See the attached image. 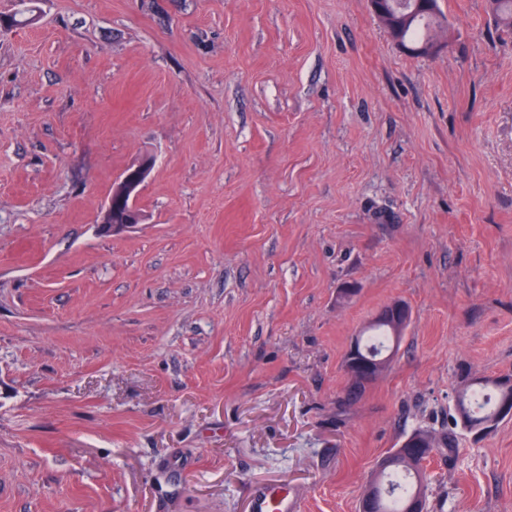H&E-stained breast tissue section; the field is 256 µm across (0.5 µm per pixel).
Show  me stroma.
Here are the masks:
<instances>
[{
	"label": "stroma",
	"mask_w": 512,
	"mask_h": 512,
	"mask_svg": "<svg viewBox=\"0 0 512 512\" xmlns=\"http://www.w3.org/2000/svg\"><path fill=\"white\" fill-rule=\"evenodd\" d=\"M438 6L418 56L368 0H0V512H358L419 429L428 512H512V419H452L512 372V30ZM152 163V158L146 157L131 164L122 172L118 182L113 186L112 195L100 221L102 229L114 232L139 223L141 214L134 199L139 187L147 178ZM128 200L127 209L121 212L122 204ZM409 317V309L403 302H393L379 313L375 321L388 323L392 326L393 333L388 325L374 323L371 328L368 327L370 334L357 336L355 341L363 352L382 355L384 351H389L392 358ZM387 365L388 361L368 360L359 358L356 353V346L355 344H353L351 352L349 353L345 360L346 371L349 377L352 379V381L350 380V386L348 388V399L351 397L358 398L362 396L369 388V386L373 383L372 380L353 382L354 380H357L362 376H367L369 378H378L381 375V373L387 368ZM499 377L511 378V374L498 375L496 377L479 378V383L471 382L469 377L464 378L463 386L457 387L454 397V409L457 415V422L459 420L461 427L468 433L472 434V430L481 426L496 416V408L498 405L499 415H512V392L508 387L503 391L500 384L497 382ZM503 393V395H502ZM502 395V396H501ZM459 411L464 413L465 421H462L459 416ZM436 441L426 431L411 433L393 453H402L404 448L412 455L414 462L424 466L435 454ZM252 512H297L298 495L288 487H263L256 491L251 503Z\"/></svg>",
	"instance_id": "1"
}]
</instances>
